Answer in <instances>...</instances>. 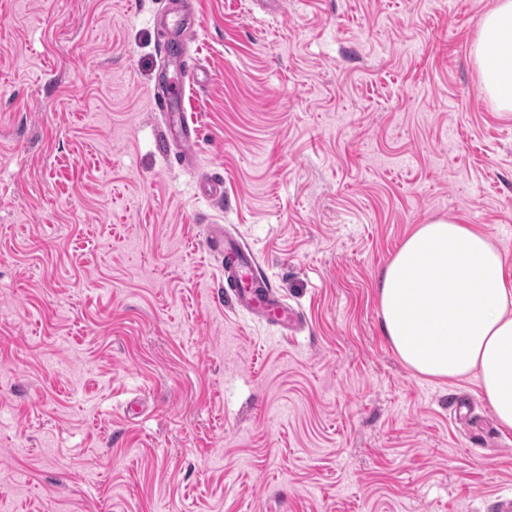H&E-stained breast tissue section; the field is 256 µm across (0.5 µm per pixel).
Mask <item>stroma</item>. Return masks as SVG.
Instances as JSON below:
<instances>
[{
	"instance_id": "1",
	"label": "stroma",
	"mask_w": 512,
	"mask_h": 512,
	"mask_svg": "<svg viewBox=\"0 0 512 512\" xmlns=\"http://www.w3.org/2000/svg\"><path fill=\"white\" fill-rule=\"evenodd\" d=\"M496 0H197L193 163L152 106L168 0H0V512H490L512 429L393 352L380 272L431 220L507 255ZM224 178V203L198 189ZM212 224L307 318L224 299ZM458 395L470 408L453 416ZM512 39V1L497 0L483 18L474 44V56L481 74V89L501 112H512V53L499 46Z\"/></svg>"
}]
</instances>
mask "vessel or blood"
<instances>
[{
	"instance_id": "obj_1",
	"label": "vessel or blood",
	"mask_w": 512,
	"mask_h": 512,
	"mask_svg": "<svg viewBox=\"0 0 512 512\" xmlns=\"http://www.w3.org/2000/svg\"><path fill=\"white\" fill-rule=\"evenodd\" d=\"M162 42L164 60L178 59L180 74L165 90L154 96L156 111L171 117L170 134L178 143V157L189 161L190 149L200 139V129L182 110L185 87L198 78L200 66L180 58L181 49L187 48L195 32L189 16L165 23ZM208 253L221 257L224 264V291L231 303L248 315L278 327L281 333H296L305 322L301 310L290 306L285 299L275 295L271 285L260 271L257 255L245 243L227 236L223 225L215 224L204 241Z\"/></svg>"
}]
</instances>
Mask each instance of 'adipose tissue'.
<instances>
[{
	"label": "adipose tissue",
	"instance_id": "1",
	"mask_svg": "<svg viewBox=\"0 0 512 512\" xmlns=\"http://www.w3.org/2000/svg\"><path fill=\"white\" fill-rule=\"evenodd\" d=\"M512 0H497L474 44L481 89L512 112ZM506 259L474 225H418L378 288L384 329L407 368L441 381L475 380L498 423L512 429V284Z\"/></svg>",
	"mask_w": 512,
	"mask_h": 512
}]
</instances>
